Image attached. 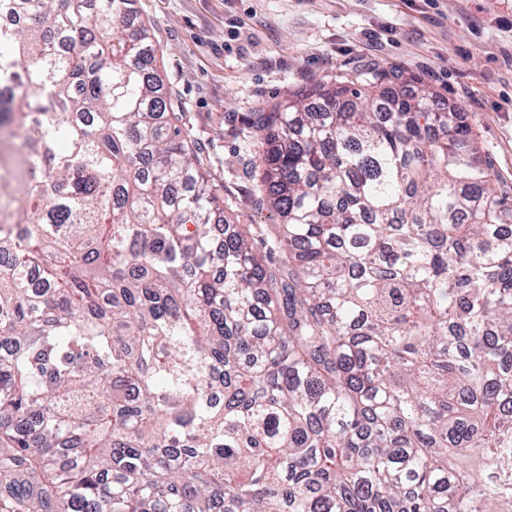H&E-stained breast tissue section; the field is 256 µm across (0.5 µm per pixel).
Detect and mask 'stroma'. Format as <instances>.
<instances>
[{"instance_id":"stroma-1","label":"stroma","mask_w":512,"mask_h":512,"mask_svg":"<svg viewBox=\"0 0 512 512\" xmlns=\"http://www.w3.org/2000/svg\"><path fill=\"white\" fill-rule=\"evenodd\" d=\"M159 66L237 224L270 223L238 117L374 63L460 105L512 187V0H139Z\"/></svg>"}]
</instances>
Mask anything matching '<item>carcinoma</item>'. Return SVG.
I'll list each match as a JSON object with an SVG mask.
<instances>
[{
	"label": "carcinoma",
	"instance_id": "carcinoma-1",
	"mask_svg": "<svg viewBox=\"0 0 512 512\" xmlns=\"http://www.w3.org/2000/svg\"><path fill=\"white\" fill-rule=\"evenodd\" d=\"M2 15L0 512H512V197L460 106L372 65L243 115L259 250L138 0Z\"/></svg>",
	"mask_w": 512,
	"mask_h": 512
}]
</instances>
